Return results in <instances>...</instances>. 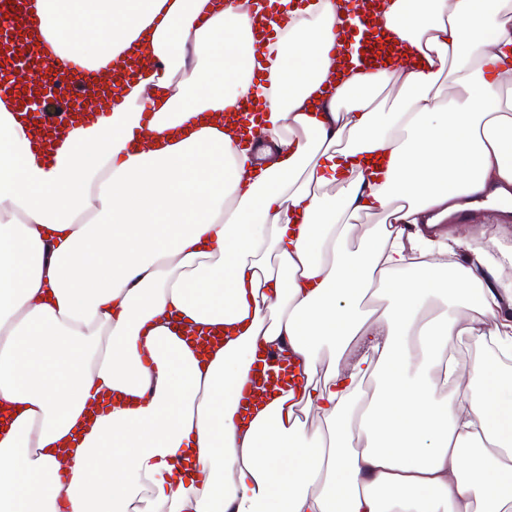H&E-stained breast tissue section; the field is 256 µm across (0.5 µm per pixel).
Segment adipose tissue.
<instances>
[{"instance_id":"obj_1","label":"adipose tissue","mask_w":512,"mask_h":512,"mask_svg":"<svg viewBox=\"0 0 512 512\" xmlns=\"http://www.w3.org/2000/svg\"><path fill=\"white\" fill-rule=\"evenodd\" d=\"M340 5L275 27L238 145L201 117L252 95L247 13L36 0L51 59L150 65L49 164L0 98V512H512V289L432 233L512 188V0H385L418 64L329 87ZM264 346L303 379L245 421Z\"/></svg>"}]
</instances>
